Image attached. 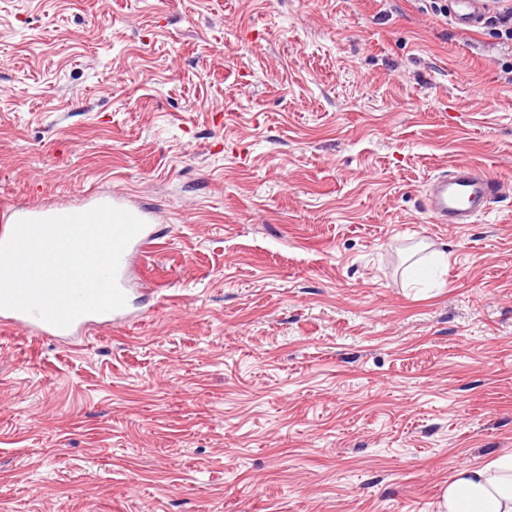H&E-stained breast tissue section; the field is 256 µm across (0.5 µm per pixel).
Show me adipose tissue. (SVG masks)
Returning <instances> with one entry per match:
<instances>
[{
	"label": "adipose tissue",
	"mask_w": 512,
	"mask_h": 512,
	"mask_svg": "<svg viewBox=\"0 0 512 512\" xmlns=\"http://www.w3.org/2000/svg\"><path fill=\"white\" fill-rule=\"evenodd\" d=\"M439 512H512V453L487 466L458 468Z\"/></svg>",
	"instance_id": "1"
}]
</instances>
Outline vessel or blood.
Segmentation results:
<instances>
[{"label": "vessel or blood", "instance_id": "obj_1", "mask_svg": "<svg viewBox=\"0 0 512 512\" xmlns=\"http://www.w3.org/2000/svg\"><path fill=\"white\" fill-rule=\"evenodd\" d=\"M486 0H449L450 15L456 25L474 28L482 25L486 18ZM501 196V185L480 169L468 165H455L448 173L430 180L426 196L425 210L437 224H469L484 213ZM110 206L129 210L144 221V229L138 233L124 250L117 274L118 286L122 292H130L131 273L134 262L157 238L153 216L146 208L128 205L125 199L109 198ZM101 201L89 198L79 204H47L36 207H14L0 212V243L6 242L17 221L22 219H43L58 215L87 212ZM127 308L106 313H90L78 317L69 327L59 328L35 315L19 310L0 308V324L17 328L36 337L69 338L82 335L90 328L117 326L128 320Z\"/></svg>", "mask_w": 512, "mask_h": 512}]
</instances>
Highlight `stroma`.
Returning <instances> with one entry per match:
<instances>
[{
    "label": "stroma",
    "mask_w": 512,
    "mask_h": 512,
    "mask_svg": "<svg viewBox=\"0 0 512 512\" xmlns=\"http://www.w3.org/2000/svg\"><path fill=\"white\" fill-rule=\"evenodd\" d=\"M458 163L504 194L435 224ZM116 195L135 320L0 328V512H438L512 453V51L423 0H0V209Z\"/></svg>",
    "instance_id": "35a3bbf8"
}]
</instances>
